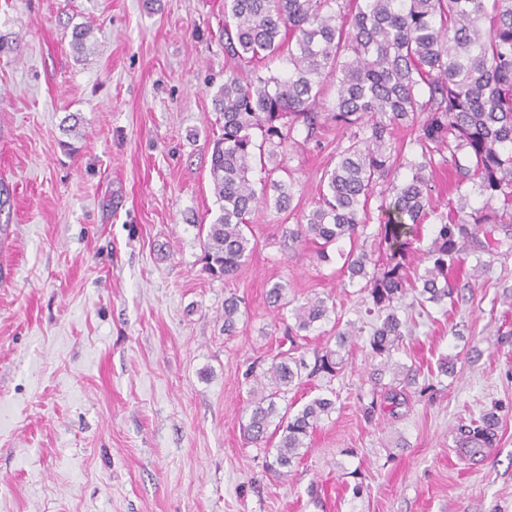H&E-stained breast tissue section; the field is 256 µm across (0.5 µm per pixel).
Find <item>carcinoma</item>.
I'll list each match as a JSON object with an SVG mask.
<instances>
[{
    "instance_id": "cac0c4a2",
    "label": "carcinoma",
    "mask_w": 512,
    "mask_h": 512,
    "mask_svg": "<svg viewBox=\"0 0 512 512\" xmlns=\"http://www.w3.org/2000/svg\"><path fill=\"white\" fill-rule=\"evenodd\" d=\"M224 50L232 62L213 96L224 120L213 140L210 176L221 214L208 225L204 243L210 273L226 279L248 261L250 216L259 205L286 212L291 187L271 180L256 190L253 161L277 165L283 146L303 122L313 133L323 94L336 92L329 108L336 125L350 131L349 145L323 175L319 204L288 229L295 241L327 247L365 230L374 199L385 213L384 240L403 252L411 226L433 216L440 224L418 277L419 295L439 305L450 298L448 269L461 261L459 242L475 239L482 225L504 220L512 227V0H224ZM288 56V75H266ZM419 124L420 156L398 179L395 130ZM446 164L456 176L457 201L442 211L431 195L430 175ZM483 206L471 204L473 196ZM363 249L345 256L350 278L369 286L384 312L369 336L373 357L388 363L403 339L405 322L394 301L403 295L407 272L400 264L378 274L368 270ZM285 286L267 292L276 309L288 307ZM238 301L224 299V331L235 329ZM327 302L316 297L295 309V327L307 331L326 319ZM352 332H336L337 349L316 355L314 370L336 373V360ZM304 359L283 354L251 387L244 436L255 447L280 434L268 464L279 479L288 473L306 439L334 400L317 397L301 409L278 412L277 399L299 384ZM276 424H271L274 417ZM498 418L482 414L459 429L471 456L490 444Z\"/></svg>"
}]
</instances>
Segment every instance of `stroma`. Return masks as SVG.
Wrapping results in <instances>:
<instances>
[{"label": "stroma", "instance_id": "stroma-1", "mask_svg": "<svg viewBox=\"0 0 512 512\" xmlns=\"http://www.w3.org/2000/svg\"><path fill=\"white\" fill-rule=\"evenodd\" d=\"M223 25L224 0H0V512H512V235L493 233L481 270L463 243L446 305L407 290L404 340L381 367L365 282L342 269L349 240L286 234L348 143L327 120L311 139L297 127L281 170H253L290 183L291 208L255 211L246 265L213 277ZM276 282L290 308L270 306ZM316 296L329 313L298 356L354 336L336 377L286 396L336 408L283 482L244 438L245 375L289 348L293 307ZM399 384L402 405L366 416ZM492 407V445L466 458L459 426Z\"/></svg>", "mask_w": 512, "mask_h": 512}]
</instances>
